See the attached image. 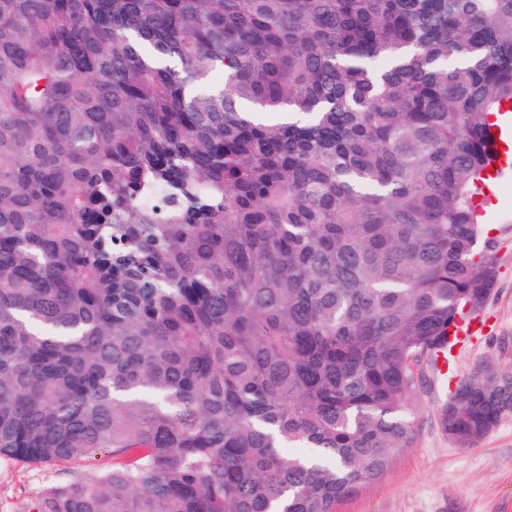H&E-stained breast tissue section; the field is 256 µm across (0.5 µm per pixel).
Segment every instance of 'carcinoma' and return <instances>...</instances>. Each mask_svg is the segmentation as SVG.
I'll return each instance as SVG.
<instances>
[{"label": "carcinoma", "instance_id": "carcinoma-1", "mask_svg": "<svg viewBox=\"0 0 512 512\" xmlns=\"http://www.w3.org/2000/svg\"><path fill=\"white\" fill-rule=\"evenodd\" d=\"M505 101L512 0H0V457L112 454L37 512L384 478L494 283ZM508 410L488 370L439 418L468 448Z\"/></svg>", "mask_w": 512, "mask_h": 512}]
</instances>
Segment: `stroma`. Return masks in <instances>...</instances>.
Returning a JSON list of instances; mask_svg holds the SVG:
<instances>
[{
  "label": "stroma",
  "mask_w": 512,
  "mask_h": 512,
  "mask_svg": "<svg viewBox=\"0 0 512 512\" xmlns=\"http://www.w3.org/2000/svg\"><path fill=\"white\" fill-rule=\"evenodd\" d=\"M485 218L491 223L497 273L481 317L491 332L465 345L452 364L455 376L491 368L512 374V171L493 182ZM418 413L420 436L380 482L346 499L339 512H512V410L470 448L455 446L444 432L439 410L448 385L426 372ZM101 453L89 460L23 464L0 458V512H32L48 487L111 467Z\"/></svg>",
  "instance_id": "35a3bbf8"
}]
</instances>
